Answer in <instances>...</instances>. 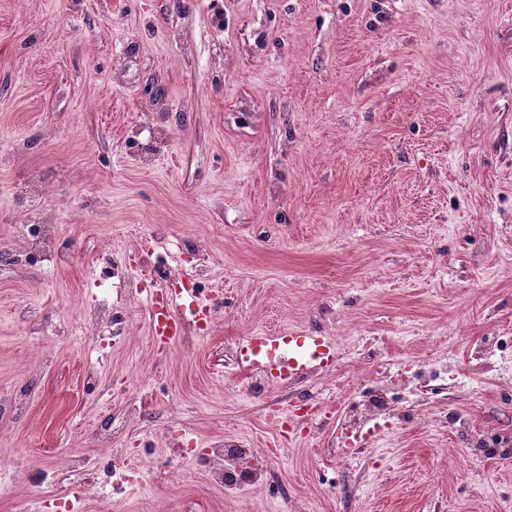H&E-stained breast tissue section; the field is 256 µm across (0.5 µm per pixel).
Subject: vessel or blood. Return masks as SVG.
<instances>
[{"instance_id": "vessel-or-blood-1", "label": "vessel or blood", "mask_w": 512, "mask_h": 512, "mask_svg": "<svg viewBox=\"0 0 512 512\" xmlns=\"http://www.w3.org/2000/svg\"><path fill=\"white\" fill-rule=\"evenodd\" d=\"M196 318H210L211 310L205 305L201 292L195 288H165L148 299L150 329L156 344L171 347L182 339L183 313ZM282 342L281 337L266 334L247 337L243 348L250 354L254 368L274 377L297 374L306 369L323 370L330 357V348L318 337L297 339L296 345L304 350L308 361L288 365L276 359L274 353Z\"/></svg>"}]
</instances>
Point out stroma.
Returning <instances> with one entry per match:
<instances>
[{
  "label": "stroma",
  "mask_w": 512,
  "mask_h": 512,
  "mask_svg": "<svg viewBox=\"0 0 512 512\" xmlns=\"http://www.w3.org/2000/svg\"><path fill=\"white\" fill-rule=\"evenodd\" d=\"M36 187L66 256L0 259V512H512V0H0V252ZM176 242L219 305L162 349ZM254 334L334 361L254 388ZM224 444L266 460L235 491ZM95 323L98 329L105 326L108 335H118L122 332L121 321L112 312V297L109 289L102 288L101 298L96 305ZM395 393V388L388 382H382L374 388L372 395L356 406L361 414L375 416L386 412V406ZM225 448H210V462L213 464V474L221 482L232 483L236 473V460L241 453L249 452V448H233L232 445H224Z\"/></svg>",
  "instance_id": "stroma-1"
}]
</instances>
